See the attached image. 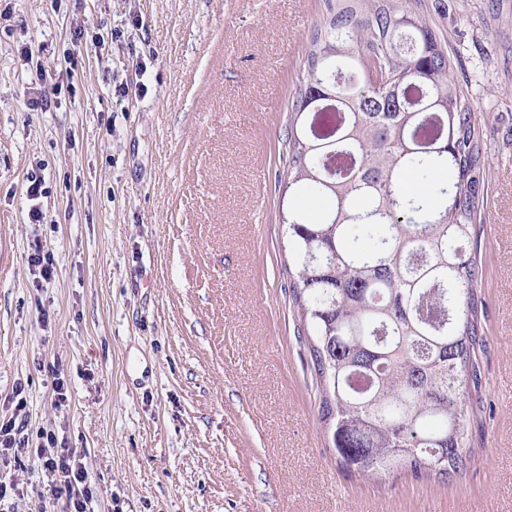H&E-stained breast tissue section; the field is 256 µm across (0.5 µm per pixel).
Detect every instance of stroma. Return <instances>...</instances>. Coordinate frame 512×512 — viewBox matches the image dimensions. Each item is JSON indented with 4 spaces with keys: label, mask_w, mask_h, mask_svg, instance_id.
<instances>
[{
    "label": "stroma",
    "mask_w": 512,
    "mask_h": 512,
    "mask_svg": "<svg viewBox=\"0 0 512 512\" xmlns=\"http://www.w3.org/2000/svg\"><path fill=\"white\" fill-rule=\"evenodd\" d=\"M410 6L483 143V340L449 478L348 472L321 420L280 218L310 200L278 174L327 0H0V418L77 449L95 512H512V0ZM31 466L0 469L20 489L0 512H62Z\"/></svg>",
    "instance_id": "1"
}]
</instances>
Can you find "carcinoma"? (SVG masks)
<instances>
[{
  "mask_svg": "<svg viewBox=\"0 0 512 512\" xmlns=\"http://www.w3.org/2000/svg\"><path fill=\"white\" fill-rule=\"evenodd\" d=\"M407 18L410 26L402 27ZM448 51L409 0H335L305 50L291 111L289 191L323 198L288 212L295 301L321 387L322 420L345 466L445 478L463 466L464 388L481 324L467 250L481 148ZM436 175L420 197L399 175Z\"/></svg>",
  "mask_w": 512,
  "mask_h": 512,
  "instance_id": "1",
  "label": "carcinoma"
}]
</instances>
